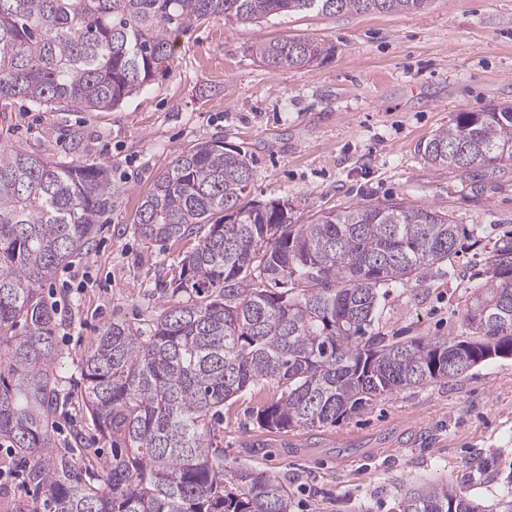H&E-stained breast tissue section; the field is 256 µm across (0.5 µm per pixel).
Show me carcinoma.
<instances>
[{"label":"carcinoma","mask_w":512,"mask_h":512,"mask_svg":"<svg viewBox=\"0 0 512 512\" xmlns=\"http://www.w3.org/2000/svg\"><path fill=\"white\" fill-rule=\"evenodd\" d=\"M433 0H0V110H111L174 55L171 36L222 17L412 12ZM273 68H311L331 47L310 38L259 44ZM427 162L471 182L512 165V105L458 112L420 146ZM252 160L221 138L180 151L139 207L136 230L183 248L160 271L169 299L147 328L112 321L82 357V409L110 443L74 435L62 453L49 429L62 405L59 328L42 289L87 249L112 207L109 166L57 161L0 142V442L28 461L45 498L8 512H290L287 481L224 467V405L264 383L269 431L318 430L380 398L458 377L482 349L512 355V230L491 235L399 198L296 224L286 201L250 199ZM480 246L484 280L458 338L388 342L371 333L391 288L454 268L462 241ZM395 512H479L446 484L407 489Z\"/></svg>","instance_id":"obj_1"}]
</instances>
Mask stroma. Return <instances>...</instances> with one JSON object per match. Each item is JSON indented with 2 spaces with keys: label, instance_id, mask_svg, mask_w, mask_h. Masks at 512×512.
Segmentation results:
<instances>
[{
  "label": "stroma",
  "instance_id": "35a3bbf8",
  "mask_svg": "<svg viewBox=\"0 0 512 512\" xmlns=\"http://www.w3.org/2000/svg\"><path fill=\"white\" fill-rule=\"evenodd\" d=\"M310 36L334 52L309 69H272L256 45ZM512 103V0H433L418 12L286 13L225 24L215 17L176 37L167 72L120 107L103 112L39 110L16 103L8 144L57 159L112 169V209L92 247L70 263L79 292L63 290L57 270L46 291L62 307L57 332L58 388L71 398L55 415L59 448L74 433L98 432L76 401L82 355L105 325L146 326L166 301L155 269L178 248L144 241L139 206L177 150L215 136L247 150L251 197L286 200L296 223L390 197L447 212L461 224L512 218V166L474 184L428 163L419 150L454 113ZM477 248L453 269L392 289L373 330L407 341L467 336L461 313L483 280ZM274 385L241 393L224 407V462L286 479L291 512H392L401 490L452 485L497 512L512 495V359L492 358L464 376L405 389L318 430L268 432L257 409Z\"/></svg>",
  "mask_w": 512,
  "mask_h": 512
}]
</instances>
